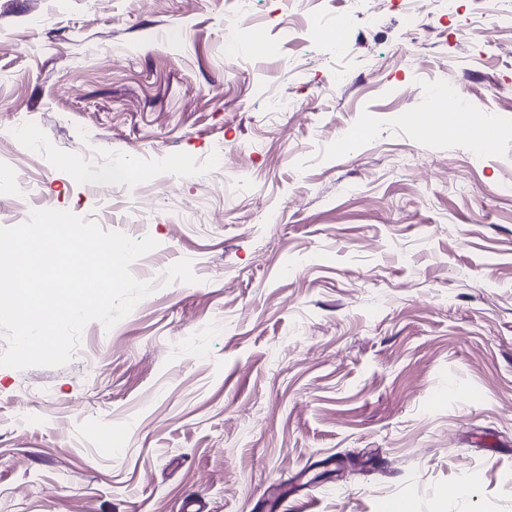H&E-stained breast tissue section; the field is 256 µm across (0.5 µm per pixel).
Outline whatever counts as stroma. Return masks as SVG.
<instances>
[{"mask_svg":"<svg viewBox=\"0 0 512 512\" xmlns=\"http://www.w3.org/2000/svg\"><path fill=\"white\" fill-rule=\"evenodd\" d=\"M456 4L252 0L249 32L229 0H0V179L24 120L41 208L157 243L67 364L0 367V512H512V0ZM409 2H411L412 6L406 10L405 20L410 29L418 26L420 16L429 6L442 2L447 6L448 15L456 10V1L454 0H412ZM448 133L463 140L476 141L486 146L493 145L498 137V130L491 116L479 110H467L464 122L448 128Z\"/></svg>","mask_w":512,"mask_h":512,"instance_id":"stroma-1","label":"stroma"}]
</instances>
